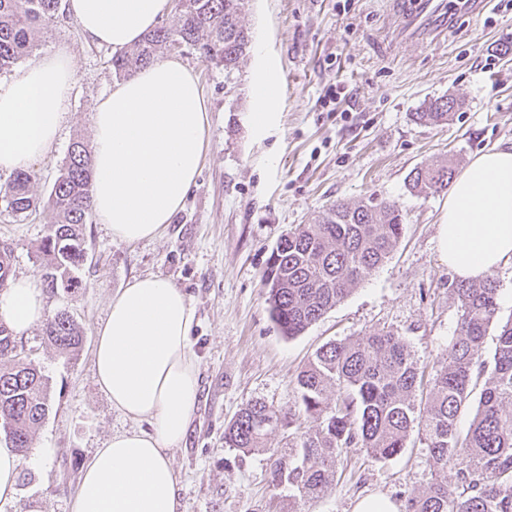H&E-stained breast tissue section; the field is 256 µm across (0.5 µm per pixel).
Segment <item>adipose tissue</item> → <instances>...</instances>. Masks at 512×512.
I'll use <instances>...</instances> for the list:
<instances>
[{"label": "adipose tissue", "instance_id": "adipose-tissue-1", "mask_svg": "<svg viewBox=\"0 0 512 512\" xmlns=\"http://www.w3.org/2000/svg\"><path fill=\"white\" fill-rule=\"evenodd\" d=\"M92 41L122 51L138 44L171 0H63ZM75 84L66 52L0 80V172L28 168L60 139ZM209 116L196 75L158 59L116 84L94 111L92 212L113 240L162 235L183 206L208 145ZM442 259L478 281L512 263V144L475 154L454 178L438 225ZM48 315L33 277L0 289V319L23 336ZM195 320L185 293L159 275L133 278L108 303L94 363L113 410L152 431L113 433L82 469L70 512H179L183 486L173 454L198 401ZM25 457L0 442V512H11Z\"/></svg>", "mask_w": 512, "mask_h": 512}]
</instances>
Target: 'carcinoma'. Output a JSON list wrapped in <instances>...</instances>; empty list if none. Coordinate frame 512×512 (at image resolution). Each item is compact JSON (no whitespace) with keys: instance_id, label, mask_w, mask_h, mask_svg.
Returning <instances> with one entry per match:
<instances>
[{"instance_id":"cac0c4a2","label":"carcinoma","mask_w":512,"mask_h":512,"mask_svg":"<svg viewBox=\"0 0 512 512\" xmlns=\"http://www.w3.org/2000/svg\"><path fill=\"white\" fill-rule=\"evenodd\" d=\"M245 0H180L175 21L148 33L132 49L112 56V73L126 79L175 45H188L201 58L238 70L251 48L242 21ZM61 0H0V72L28 54L37 30L59 17ZM460 102L451 95L430 100L416 113L440 125ZM452 162L415 168L408 189L415 196L448 188ZM93 162L87 146L73 142L46 205L55 214L42 243L39 275L46 289L72 294L82 287L76 271L88 257L85 224L91 216ZM34 175L16 172L0 192L7 208L26 216L39 204ZM403 233L396 202L372 199L338 202L314 224H300L273 249L263 282L272 320L282 335H301L353 287L382 265ZM452 290L460 307L458 332L437 372L423 407L414 404L421 378L404 339L378 331L355 341L321 346L296 376L303 412L318 421L291 454L278 456L271 483L295 499L317 498L335 481L341 456L363 450L375 460L397 457L411 432L426 441L433 477L429 487L407 498L403 512H512V317L500 326L492 360L480 350L498 313L494 278L459 280ZM42 333L62 354L83 342L79 323L65 309L47 317ZM488 374L469 429H457L478 378ZM336 390V398L329 391ZM50 380L12 331L0 321V441L23 456L33 431L49 412ZM282 413L266 402H248L224 429V447L249 453L262 445ZM456 481L448 483V469Z\"/></svg>"}]
</instances>
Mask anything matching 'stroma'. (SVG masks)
<instances>
[{"label":"stroma","instance_id":"stroma-1","mask_svg":"<svg viewBox=\"0 0 512 512\" xmlns=\"http://www.w3.org/2000/svg\"><path fill=\"white\" fill-rule=\"evenodd\" d=\"M395 0H247L243 21L253 44L233 82L223 68L188 46L171 51L199 79L209 112L201 172L163 236L136 244L113 240L107 225L85 226L88 259L75 293L47 295L48 311L65 307L83 329V343L63 355L34 328L23 342L50 378L51 409L34 434L50 454L25 468L13 512H27L32 494L43 512H70L85 461L112 433L131 428L113 410L95 376L96 331L109 299L131 278L159 274L187 295L195 323L199 398L174 465L184 486L180 512H352L357 498L383 494L397 504L432 481L427 445L411 435L404 453L377 461L358 452L338 463L339 476L314 499L294 500L273 487L270 468L314 419L299 408L295 377L330 341L391 331L407 343L425 380L448 356L459 308L456 276L439 254L438 222L446 192L411 195L417 166L451 156L458 166L498 144L512 143V0H478L434 34L402 37ZM66 51L77 83L56 148L36 161L33 192L47 198L70 144L92 141L93 110L116 82L111 47L89 41L60 15L39 32L24 64ZM272 74L277 101L268 136L253 132V86ZM339 92L341 101L324 105ZM453 95L462 105L447 124L420 122L426 100ZM368 198L397 202L403 234L384 265L303 334L282 336L266 303L262 275L282 235L313 223L331 204ZM54 220L47 208L13 215L0 200V242L9 243L12 277L37 276L38 249ZM496 325L481 355L491 359L498 326L512 317V264L494 271ZM262 399L291 414L261 449L225 447L224 428L247 402Z\"/></svg>","mask_w":512,"mask_h":512}]
</instances>
